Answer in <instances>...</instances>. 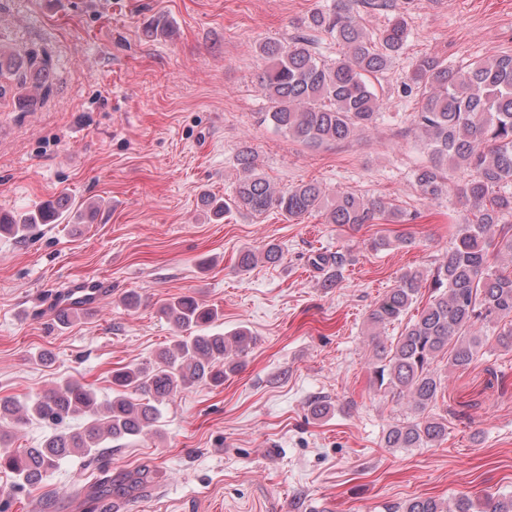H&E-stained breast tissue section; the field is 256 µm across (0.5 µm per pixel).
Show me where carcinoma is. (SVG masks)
Returning a JSON list of instances; mask_svg holds the SVG:
<instances>
[{"instance_id":"obj_1","label":"carcinoma","mask_w":512,"mask_h":512,"mask_svg":"<svg viewBox=\"0 0 512 512\" xmlns=\"http://www.w3.org/2000/svg\"><path fill=\"white\" fill-rule=\"evenodd\" d=\"M390 0H335L303 21V31L289 39L272 37L258 52L269 62L260 77L267 99L258 122L308 147L339 145L376 126L383 99L373 80L403 53L408 25L401 15L372 36L362 24L364 11H386ZM322 33L341 47L328 62L312 51L313 36ZM51 62L35 48L19 58L0 52V98L13 88L35 83L48 96ZM407 91L421 99L411 113L412 125L430 152L428 164L417 169L415 181L425 199L448 195V168L467 171L459 192L472 203L473 219L461 224L442 264L433 270L409 268L394 288L369 309L370 335L395 323L399 336L375 341L370 383L379 391L407 398L412 417L390 426L387 448H429L448 435V421L434 413L443 391V371H465L489 346L512 352V52L502 51L450 68L430 56L418 59L408 75ZM258 155L247 142L238 147L240 168L229 199H203L214 220L235 208L251 215L277 210L288 219L321 212L326 223L349 229L365 224H407L414 215L382 199H364L352 192L328 198L314 181L277 189L259 172ZM95 206L65 207L47 203L20 215H0V233L23 238L37 224L66 220L84 224ZM282 251L268 243L245 251L239 267L248 270L266 262L276 265ZM349 257L342 251L318 254L312 265L322 272V287L343 279ZM427 290L429 299L412 312ZM159 313L174 328L187 331L155 360L112 371V399L98 401L90 385L67 380L23 406L14 398L0 399V420L19 407L46 423L61 426L75 416L84 418L79 431L63 429L38 448L0 456V469L13 474L20 488L43 487L47 473L73 455L92 456L103 448H124L145 431H160L161 407L175 394L196 385L218 387L241 367L254 338L245 327L229 335L212 331L218 310L193 296L163 302ZM152 470L102 474L74 490L85 512H103L101 504L124 502L147 491ZM388 512H512V494L486 496L475 502L460 492L453 503L415 497Z\"/></svg>"}]
</instances>
